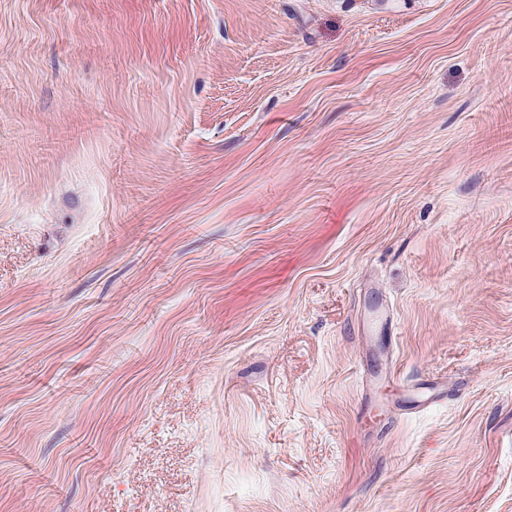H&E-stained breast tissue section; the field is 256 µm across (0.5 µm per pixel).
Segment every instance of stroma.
Listing matches in <instances>:
<instances>
[{
    "instance_id": "1",
    "label": "stroma",
    "mask_w": 512,
    "mask_h": 512,
    "mask_svg": "<svg viewBox=\"0 0 512 512\" xmlns=\"http://www.w3.org/2000/svg\"><path fill=\"white\" fill-rule=\"evenodd\" d=\"M0 512H512V0H0Z\"/></svg>"
}]
</instances>
